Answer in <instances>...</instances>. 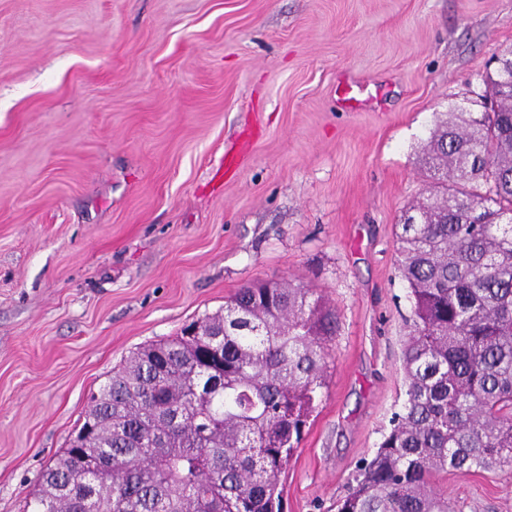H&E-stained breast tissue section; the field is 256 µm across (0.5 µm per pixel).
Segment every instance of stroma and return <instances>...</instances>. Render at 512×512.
I'll list each match as a JSON object with an SVG mask.
<instances>
[{
  "instance_id": "obj_1",
  "label": "stroma",
  "mask_w": 512,
  "mask_h": 512,
  "mask_svg": "<svg viewBox=\"0 0 512 512\" xmlns=\"http://www.w3.org/2000/svg\"><path fill=\"white\" fill-rule=\"evenodd\" d=\"M508 48L512 0H0V512L132 352L269 279L339 316L283 507L330 512L405 400L424 146ZM347 73L382 105L343 111ZM439 485L512 512V473Z\"/></svg>"
}]
</instances>
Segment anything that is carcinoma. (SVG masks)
Segmentation results:
<instances>
[{"label": "carcinoma", "instance_id": "carcinoma-1", "mask_svg": "<svg viewBox=\"0 0 512 512\" xmlns=\"http://www.w3.org/2000/svg\"><path fill=\"white\" fill-rule=\"evenodd\" d=\"M489 111L430 132L429 189L396 225L411 324L406 400L336 512H449L435 478L512 472V49ZM133 352L37 479L35 512H283L282 475L316 409L338 318L313 288L260 280Z\"/></svg>", "mask_w": 512, "mask_h": 512}]
</instances>
